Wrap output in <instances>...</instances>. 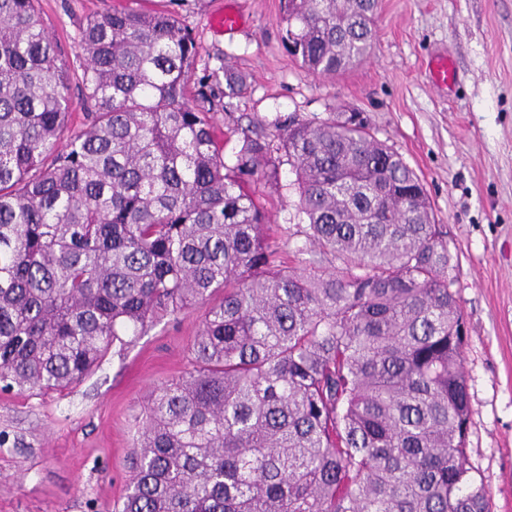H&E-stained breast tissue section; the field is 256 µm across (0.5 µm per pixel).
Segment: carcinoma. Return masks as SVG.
Returning a JSON list of instances; mask_svg holds the SVG:
<instances>
[{
  "mask_svg": "<svg viewBox=\"0 0 512 512\" xmlns=\"http://www.w3.org/2000/svg\"><path fill=\"white\" fill-rule=\"evenodd\" d=\"M38 4L0 0V389L65 390L222 289L191 368L147 400L114 512H488L447 232L403 158L344 113L245 132L229 167L212 114L246 77L193 80L173 12L89 18L72 73ZM376 10L284 0L282 43L334 76ZM280 152L328 269L288 265L245 188L278 185Z\"/></svg>",
  "mask_w": 512,
  "mask_h": 512,
  "instance_id": "carcinoma-1",
  "label": "carcinoma"
}]
</instances>
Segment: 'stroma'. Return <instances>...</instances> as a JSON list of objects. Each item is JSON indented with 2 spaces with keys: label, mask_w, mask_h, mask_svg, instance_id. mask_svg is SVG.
<instances>
[{
  "label": "stroma",
  "mask_w": 512,
  "mask_h": 512,
  "mask_svg": "<svg viewBox=\"0 0 512 512\" xmlns=\"http://www.w3.org/2000/svg\"><path fill=\"white\" fill-rule=\"evenodd\" d=\"M227 0H40L46 30L68 66L79 63L80 27L115 7L175 11L199 50L196 77L229 64L247 88L217 111L224 161L243 143L235 118L275 137L276 120H323L356 110L374 136L423 180L448 231V277L466 326L471 433L468 460L490 512H512V0H379L370 57L321 77L281 42L282 0H236L234 34L210 26ZM445 54L456 70L446 89L426 66ZM290 162L278 186L248 188L267 209L289 260L312 247L294 234L298 194ZM212 301L194 304L126 348L110 350L64 393L0 392V512H113L130 480L129 454L150 392L190 367V342Z\"/></svg>",
  "instance_id": "1"
}]
</instances>
